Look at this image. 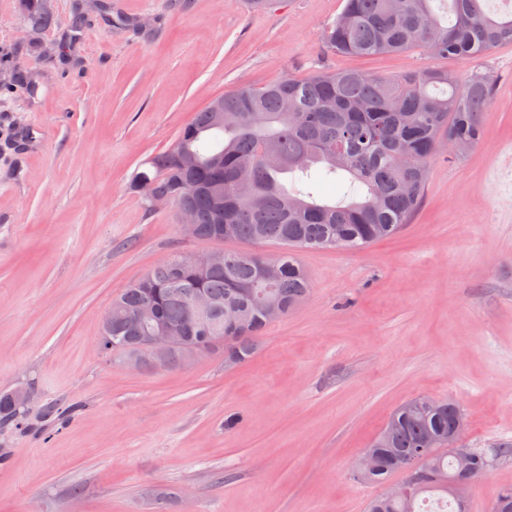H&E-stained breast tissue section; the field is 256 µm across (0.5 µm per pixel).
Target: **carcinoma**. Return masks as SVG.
I'll list each match as a JSON object with an SVG mask.
<instances>
[{
	"label": "carcinoma",
	"instance_id": "obj_1",
	"mask_svg": "<svg viewBox=\"0 0 512 512\" xmlns=\"http://www.w3.org/2000/svg\"><path fill=\"white\" fill-rule=\"evenodd\" d=\"M488 2L346 0L323 40L350 57L423 47L437 57L474 62L512 43V7L494 12ZM21 7L34 27L55 22L42 0H21ZM494 87L481 72L460 84L446 69L398 78L327 70L224 95L221 119L202 109L173 146L141 165L133 184L149 181L176 211L192 210L197 239L234 240L243 248L224 252V264L202 280L176 254L127 285L112 301L108 359L127 358L160 327L184 326L202 290L216 304L220 327L192 330L187 344L246 361L269 325L260 307L274 302L286 314L310 292L296 252L359 250L400 232L420 205L428 162L457 142H480ZM188 153L196 159L193 168L183 164ZM289 175L310 182L339 178L348 188L339 201L322 203L310 191L286 186ZM256 244L276 245L280 253L269 260L248 250ZM458 410L450 398L429 407L417 396L390 414L369 483H386L417 449L434 445L424 453L411 496L382 493L367 512H423L429 500L446 503V512H467L449 483L463 476L477 482L488 473L482 461L467 463L448 450ZM21 420L11 393L0 392V424L15 427ZM490 512H512L511 487L499 491Z\"/></svg>",
	"mask_w": 512,
	"mask_h": 512
}]
</instances>
